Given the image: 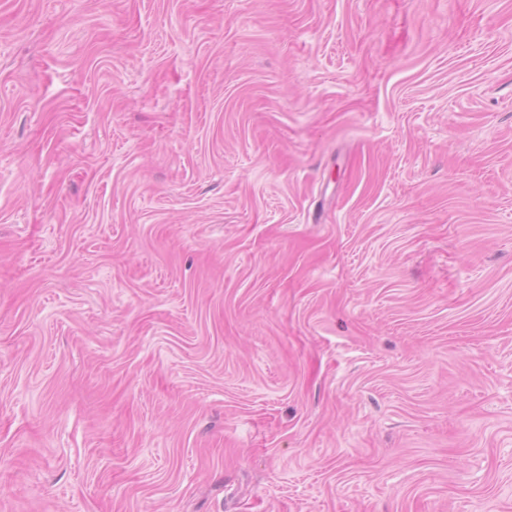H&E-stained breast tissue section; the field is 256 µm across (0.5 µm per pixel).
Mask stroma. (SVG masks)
<instances>
[{"label": "stroma", "mask_w": 512, "mask_h": 512, "mask_svg": "<svg viewBox=\"0 0 512 512\" xmlns=\"http://www.w3.org/2000/svg\"><path fill=\"white\" fill-rule=\"evenodd\" d=\"M0 512H512V0H0Z\"/></svg>", "instance_id": "obj_1"}]
</instances>
